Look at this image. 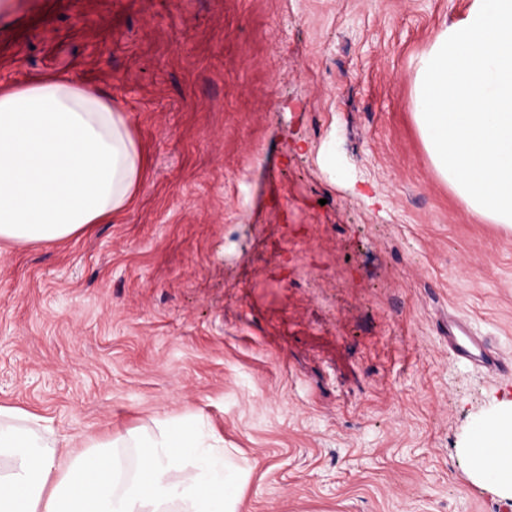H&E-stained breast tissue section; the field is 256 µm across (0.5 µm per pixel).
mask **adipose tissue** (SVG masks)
Wrapping results in <instances>:
<instances>
[{"mask_svg":"<svg viewBox=\"0 0 512 512\" xmlns=\"http://www.w3.org/2000/svg\"><path fill=\"white\" fill-rule=\"evenodd\" d=\"M144 167L126 113L57 73L0 88V240L51 244L123 210ZM45 417L0 406V512H239L243 472L206 455L192 428L157 422L134 463L115 440L66 459L44 449ZM468 449L474 482L512 497V413ZM60 472L48 485L52 472Z\"/></svg>","mask_w":512,"mask_h":512,"instance_id":"ef3b65f1","label":"adipose tissue"}]
</instances>
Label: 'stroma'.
<instances>
[{"label": "stroma", "mask_w": 512, "mask_h": 512, "mask_svg": "<svg viewBox=\"0 0 512 512\" xmlns=\"http://www.w3.org/2000/svg\"><path fill=\"white\" fill-rule=\"evenodd\" d=\"M472 2L0 0V85L71 75L144 157L110 223L0 243V405L60 455L201 417L240 512H512L462 453L512 401V230L413 109Z\"/></svg>", "instance_id": "35a3bbf8"}]
</instances>
